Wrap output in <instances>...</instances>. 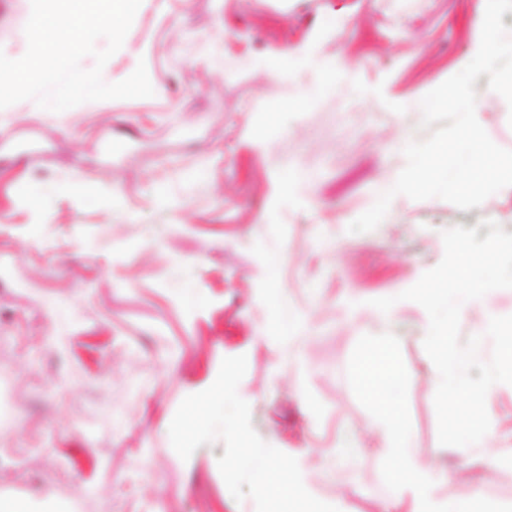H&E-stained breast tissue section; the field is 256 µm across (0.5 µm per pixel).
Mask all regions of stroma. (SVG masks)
Segmentation results:
<instances>
[{
  "mask_svg": "<svg viewBox=\"0 0 512 512\" xmlns=\"http://www.w3.org/2000/svg\"><path fill=\"white\" fill-rule=\"evenodd\" d=\"M479 2L143 0L103 74L121 81L145 62L153 97L0 114V498L60 512H256L219 472L222 442L186 461L169 446L182 400L243 354L238 394L260 438L303 458L314 497L380 512L387 460L363 447L350 465L331 461L375 413L358 364L380 328L344 300L419 279L454 225L491 219L512 233V193L468 211L404 197L375 230L347 227L402 168L403 136L426 137L412 97L456 73ZM30 12L31 0H0L10 58L27 49ZM292 98L304 107L273 116ZM291 165L303 181L283 198ZM272 283L310 335L267 338ZM423 321L405 308L391 329L417 374L395 399L433 467H480L482 449L439 445ZM486 409L485 447L512 448V386L489 389ZM434 495L512 512V464Z\"/></svg>",
  "mask_w": 512,
  "mask_h": 512,
  "instance_id": "1",
  "label": "stroma"
}]
</instances>
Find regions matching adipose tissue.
<instances>
[{"label":"adipose tissue","mask_w":512,"mask_h":512,"mask_svg":"<svg viewBox=\"0 0 512 512\" xmlns=\"http://www.w3.org/2000/svg\"><path fill=\"white\" fill-rule=\"evenodd\" d=\"M414 378V372L400 368L394 350L384 340H377L360 358L362 386L376 403V414L365 431L375 437L377 451L392 465L390 493L381 512H472L471 506L453 499L441 502L432 495L435 485L453 483L462 470H434L423 463L422 452L392 395L396 382L408 384Z\"/></svg>","instance_id":"adipose-tissue-1"}]
</instances>
